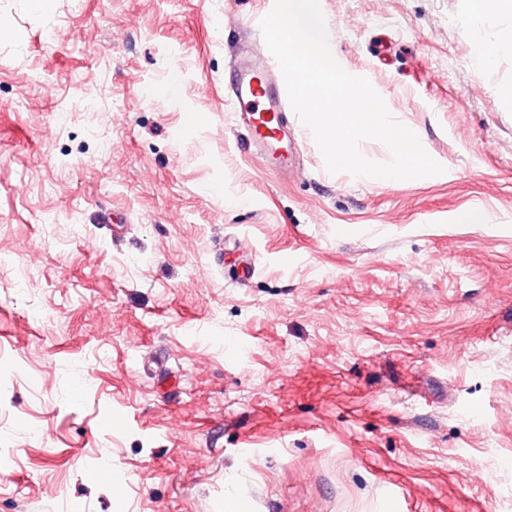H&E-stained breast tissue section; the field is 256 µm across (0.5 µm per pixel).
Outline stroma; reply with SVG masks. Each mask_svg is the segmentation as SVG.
<instances>
[{
    "instance_id": "35a3bbf8",
    "label": "stroma",
    "mask_w": 512,
    "mask_h": 512,
    "mask_svg": "<svg viewBox=\"0 0 512 512\" xmlns=\"http://www.w3.org/2000/svg\"><path fill=\"white\" fill-rule=\"evenodd\" d=\"M274 2L0 0V512H512V0H319L444 168L397 182L250 154ZM224 91L235 126L250 133L249 145L265 169L281 180L298 176L299 139L288 125L289 100L278 63L254 43H241L224 75Z\"/></svg>"
}]
</instances>
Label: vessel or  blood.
I'll use <instances>...</instances> for the list:
<instances>
[{
  "mask_svg": "<svg viewBox=\"0 0 512 512\" xmlns=\"http://www.w3.org/2000/svg\"><path fill=\"white\" fill-rule=\"evenodd\" d=\"M224 91L235 126L249 132V145L266 170L282 180L298 176L299 139L288 124L289 100L277 62L254 43H241L224 77Z\"/></svg>",
  "mask_w": 512,
  "mask_h": 512,
  "instance_id": "1",
  "label": "vessel or blood"
}]
</instances>
